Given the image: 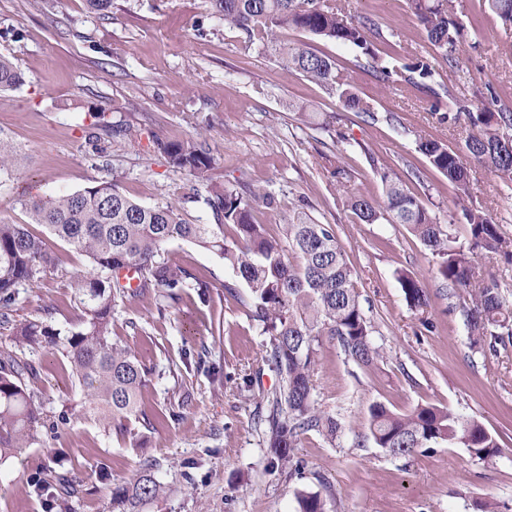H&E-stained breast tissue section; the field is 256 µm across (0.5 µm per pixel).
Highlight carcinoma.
<instances>
[{
    "label": "carcinoma",
    "instance_id": "1",
    "mask_svg": "<svg viewBox=\"0 0 512 512\" xmlns=\"http://www.w3.org/2000/svg\"><path fill=\"white\" fill-rule=\"evenodd\" d=\"M212 14L224 27L240 33L244 44L274 58L286 72H296L338 97L342 106L375 123L393 122L390 113L379 117L360 98L336 59L313 46L284 39L290 30L310 40L332 41L358 52L356 66L364 67L385 86L394 84L424 89L431 97L430 113L439 123L468 126L463 143L455 148L413 130L416 150L432 168L457 188L458 206L469 228L468 243H458L452 225L440 224L422 200L407 189L392 168L372 160L373 172L384 188L378 201L354 188V172L335 155L324 156V168L344 193L345 206L359 224L384 219L401 224L436 259L435 274L450 295H467L460 315L470 348L494 351L512 339V301L500 292L498 280L483 274L481 260L499 256L512 263V237L504 234L489 210L476 204L469 192V167L477 163L501 180L512 181V104L503 102L491 84L485 85L486 106L471 112L466 102L436 79L442 63L455 67L457 36L455 0H407L411 16L421 26L433 54L407 55L398 67L385 65L376 42L385 39L370 17L352 16L332 0H208ZM484 10L512 27V0H483ZM22 82L16 62L0 57V90ZM93 114L88 132L93 152L100 153L101 133L126 138L130 128L104 121ZM168 164L190 183L185 201L203 202L211 223L190 224L174 202L143 205L111 182H99L56 196L22 200L32 223L45 226L53 237L87 258L86 268L72 277V297L79 310L75 323L58 326L54 309L14 326L16 350L0 352V462L19 449L40 441L47 416L44 402L28 389L40 369L34 354L51 350L69 363V376L81 397L83 414L98 423L107 436L140 446L133 423L152 422L139 408L142 390L155 368L112 338L117 299L154 294L158 317L192 290L205 301L210 284L170 258L165 245L182 241L217 254L224 266L248 288L253 319L269 337L268 359L283 374L279 395L272 398L264 418L270 464L293 465V448L300 437L316 431L334 438L340 424L317 406L313 374L321 337L329 336L346 356L363 366L380 357L373 345V326L361 303V278L348 262L343 244L331 224L307 215L294 216L277 235L254 220L255 207L278 209L276 196L264 188L240 191L214 178L218 159L194 137L157 143ZM233 235L224 236V228ZM43 237L21 224H0V326L11 324L10 312L20 286L32 282L51 265ZM132 268L139 288L128 291L119 281ZM398 284L407 305L415 310L428 305L422 280L401 271ZM368 431L375 445L392 456L410 457L422 448L448 444L462 446L472 456L490 459L501 453L497 438L483 424L431 404H419L406 413L381 403L369 408ZM163 486L146 470L126 489L123 512L158 499ZM298 512H326L318 493L297 497Z\"/></svg>",
    "mask_w": 512,
    "mask_h": 512
}]
</instances>
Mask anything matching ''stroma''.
I'll list each match as a JSON object with an SVG mask.
<instances>
[{"label":"stroma","instance_id":"obj_1","mask_svg":"<svg viewBox=\"0 0 512 512\" xmlns=\"http://www.w3.org/2000/svg\"><path fill=\"white\" fill-rule=\"evenodd\" d=\"M336 3L376 20L389 37L378 47L386 60L429 52L406 0ZM458 18L464 26L460 63L440 66L443 82L474 112L483 107L488 84L512 102V28L484 12L482 0H462ZM199 24L206 36H198ZM315 47L345 67L354 92L382 116L394 113L396 123L363 122L321 86L245 48L209 14L206 0H112L104 14L91 12L85 0H0V56L18 62L22 73L19 86L0 91V139L16 149L14 165L0 173V223L44 234L22 206L24 197L111 179L146 205L182 202L187 180L169 167L156 142L201 137L219 158L216 178L276 195L277 210H255L270 232L295 210L334 226L361 277L372 342L381 352L365 367L323 337L315 397L341 430L332 440L307 432L294 450L300 471L273 469L257 421L267 415L281 379L265 360L267 338L251 317L249 291L228 296L224 285L235 276L218 255L168 244L181 265L211 283V298L204 303L187 292L162 319L154 317L150 295L116 306L113 338L156 368L141 399L154 423L144 444L132 448L104 436L80 410L67 361L42 351L41 375L31 388L49 419L63 412L67 421L43 428L39 443L0 464V512H120L113 493L147 468L164 493L143 512H296L303 490L320 493L328 512H476V502L485 500L512 512V342L472 353L462 300L434 279L429 252L403 225L355 223L322 166L323 155L342 152L356 188L378 199L382 185L370 159L386 160L440 223H453L464 243L468 227L455 206L456 190L416 151L412 133L453 146L466 128L432 119L425 94L383 86L355 67L353 49L330 41ZM291 101L329 116L357 147L341 149L289 112ZM95 112L132 131L102 158L86 142ZM469 180L473 198L512 236V185L478 165ZM48 247L53 263L19 288L14 323L37 318L48 306L58 323L76 317L70 280L87 260L56 239ZM401 269L424 278L425 311L407 306L397 282ZM376 402L399 413L428 403L478 420L503 452L480 460L466 448L442 445L410 457L390 455L367 429ZM53 472L71 479L75 497L62 500L53 487L35 492L34 482Z\"/></svg>","mask_w":512,"mask_h":512}]
</instances>
